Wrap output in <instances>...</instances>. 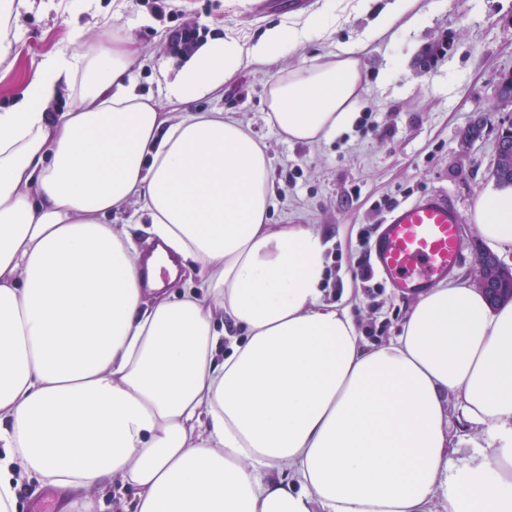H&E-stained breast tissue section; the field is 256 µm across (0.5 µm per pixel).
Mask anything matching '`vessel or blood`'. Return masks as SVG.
I'll use <instances>...</instances> for the list:
<instances>
[{"label": "vessel or blood", "mask_w": 512, "mask_h": 512, "mask_svg": "<svg viewBox=\"0 0 512 512\" xmlns=\"http://www.w3.org/2000/svg\"><path fill=\"white\" fill-rule=\"evenodd\" d=\"M460 222L461 214L445 192L396 204L379 227L370 257L393 288L422 295L460 264L464 255L457 231Z\"/></svg>", "instance_id": "1"}]
</instances>
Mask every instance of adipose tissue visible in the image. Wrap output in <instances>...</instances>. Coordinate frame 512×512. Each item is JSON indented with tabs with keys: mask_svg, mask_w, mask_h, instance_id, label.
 Returning a JSON list of instances; mask_svg holds the SVG:
<instances>
[{
	"mask_svg": "<svg viewBox=\"0 0 512 512\" xmlns=\"http://www.w3.org/2000/svg\"><path fill=\"white\" fill-rule=\"evenodd\" d=\"M318 24L201 45L165 73L163 108L131 74L132 37L61 50L0 109V512L24 480L78 505L116 487L130 512H512V303L442 282L368 345L350 306L323 299L321 232L269 223L263 147L189 109ZM356 53L271 82L288 140L352 121ZM65 93L73 109L52 111ZM133 203L146 251L110 221ZM474 220L489 247L512 246V187ZM166 270L187 287L165 288ZM452 394L492 453L456 456Z\"/></svg>",
	"mask_w": 512,
	"mask_h": 512,
	"instance_id": "obj_1",
	"label": "adipose tissue"
}]
</instances>
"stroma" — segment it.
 I'll return each instance as SVG.
<instances>
[{
  "label": "stroma",
  "mask_w": 512,
  "mask_h": 512,
  "mask_svg": "<svg viewBox=\"0 0 512 512\" xmlns=\"http://www.w3.org/2000/svg\"><path fill=\"white\" fill-rule=\"evenodd\" d=\"M289 0H171L158 12L156 0H22L8 26L12 45L0 64V107L8 108L36 64L58 50L77 52L89 42L130 36L150 60L133 76L143 94L159 97L162 67L183 62L172 49L177 32L198 28L203 40L255 42L275 25L319 13L322 34L287 47L273 64L243 67L223 93L193 106L236 118L264 148L270 161L273 224H313L328 245V302L348 297L365 339L382 344L398 335L411 296L392 288L382 273L361 275V229L383 223L387 203L448 192L462 215L465 245L458 278L475 286L486 244L474 221L477 200L496 188L497 135L512 125V107L497 97L512 75V0H408L404 13L373 30V10L354 11L352 0H305L292 11ZM355 44L363 75L353 123L329 139L291 143L268 118L271 81L332 57L340 44ZM446 44L430 61L428 50ZM484 116L480 137L465 143L474 118Z\"/></svg>",
  "instance_id": "35a3bbf8"
}]
</instances>
